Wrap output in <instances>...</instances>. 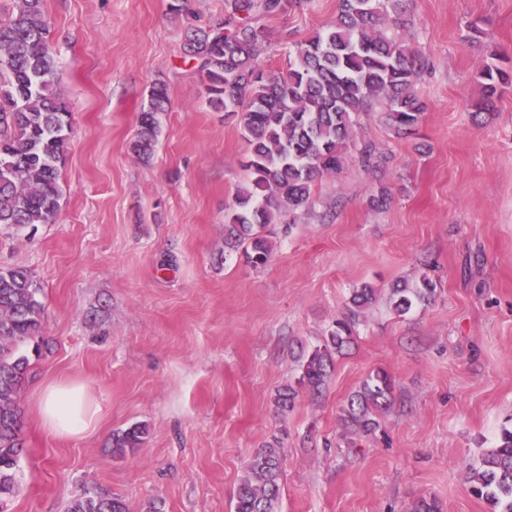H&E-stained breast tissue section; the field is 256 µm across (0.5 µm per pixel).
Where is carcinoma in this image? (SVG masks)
<instances>
[{
  "label": "carcinoma",
  "instance_id": "cac0c4a2",
  "mask_svg": "<svg viewBox=\"0 0 512 512\" xmlns=\"http://www.w3.org/2000/svg\"><path fill=\"white\" fill-rule=\"evenodd\" d=\"M287 0H224L225 23L187 30L185 54L205 83L207 103L236 116L249 146L250 183L240 188L229 219L234 242L251 248L254 266L271 252L260 235L267 224H293L310 205L312 186L343 169L353 150L365 168L387 157L371 141L356 142L353 128L372 103L382 107L381 120L395 137H406L422 122L425 104L416 91L423 67L420 56L389 26L408 24L409 0H337L329 26L298 43L285 71H263L258 59L264 32L257 16L276 15ZM43 0H16L0 22V226L47 223L57 212L61 189L58 164L69 143L70 111L54 91L58 61L49 44ZM476 82L477 111H491L512 74L492 62ZM169 102L164 86L151 89L140 115L139 132L130 143L135 158H150L158 138L156 114ZM437 283L424 274L416 284L391 288L398 316L430 302ZM42 288L25 267L0 268V504L19 487L14 471L23 454L20 392L29 373V358L19 346L38 335L44 318ZM368 283L351 290L349 314L336 320L323 343L303 359L299 383L320 391L335 356L353 342L359 315L377 300ZM391 376L378 370L368 376L342 409L353 431L369 435L379 427L377 415L392 402ZM146 427L133 424L112 436L118 453L143 443ZM282 450L274 440L248 459L236 493L235 512H279ZM472 492L490 512H512V431L484 451L471 467ZM67 512H127L122 499L95 489L74 499Z\"/></svg>",
  "mask_w": 512,
  "mask_h": 512
}]
</instances>
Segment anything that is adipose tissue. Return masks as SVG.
Listing matches in <instances>:
<instances>
[{"label": "adipose tissue", "instance_id": "ef3b65f1", "mask_svg": "<svg viewBox=\"0 0 512 512\" xmlns=\"http://www.w3.org/2000/svg\"><path fill=\"white\" fill-rule=\"evenodd\" d=\"M43 428L60 438L79 436L88 431L95 412L85 384L56 382L45 386L38 397Z\"/></svg>", "mask_w": 512, "mask_h": 512}]
</instances>
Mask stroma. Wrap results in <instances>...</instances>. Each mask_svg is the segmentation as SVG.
<instances>
[{
	"instance_id": "obj_1",
	"label": "stroma",
	"mask_w": 512,
	"mask_h": 512,
	"mask_svg": "<svg viewBox=\"0 0 512 512\" xmlns=\"http://www.w3.org/2000/svg\"><path fill=\"white\" fill-rule=\"evenodd\" d=\"M170 3L43 0L71 133L53 221L0 226V267L31 269L45 308L40 354L23 347L20 492L0 512H66L87 489L128 512H233L247 459L275 439L281 512H410L422 497L488 512L469 466L512 429V87L479 120L470 104L488 49L512 69V0H412L396 33L429 62L417 134L395 138L378 110L363 114L354 137L387 163L367 171L351 156L316 181L308 213L264 229L273 251L259 267L226 244L247 144L237 118L208 106ZM336 8L289 0L261 18V68L286 70L294 41ZM159 84L170 104L141 161L129 144ZM383 188L387 207L372 209ZM424 274L434 301L397 316L392 285ZM364 283L378 299L313 393L301 361ZM379 369L393 403L375 433L353 434L342 410ZM57 381L87 385L97 413L86 433L42 429L38 394ZM135 423L147 427L141 447L115 453L113 434Z\"/></svg>"
}]
</instances>
